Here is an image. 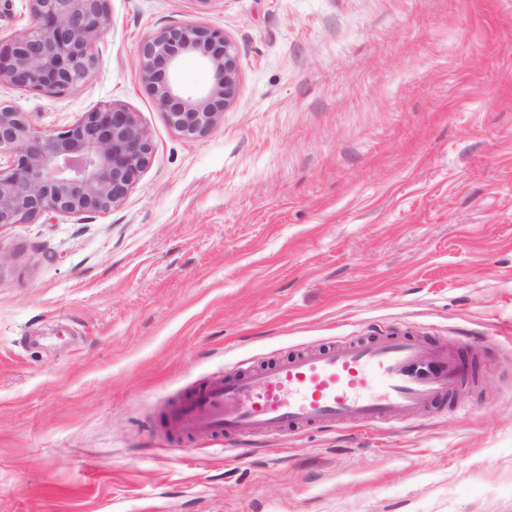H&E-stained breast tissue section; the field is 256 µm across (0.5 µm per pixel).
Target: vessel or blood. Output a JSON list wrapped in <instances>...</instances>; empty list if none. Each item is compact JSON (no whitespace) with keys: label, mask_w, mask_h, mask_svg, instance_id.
I'll return each mask as SVG.
<instances>
[{"label":"vessel or blood","mask_w":512,"mask_h":512,"mask_svg":"<svg viewBox=\"0 0 512 512\" xmlns=\"http://www.w3.org/2000/svg\"><path fill=\"white\" fill-rule=\"evenodd\" d=\"M464 380L447 344L405 331L346 336L180 395L163 406L171 435L232 439L312 427L382 428L438 409Z\"/></svg>","instance_id":"1"}]
</instances>
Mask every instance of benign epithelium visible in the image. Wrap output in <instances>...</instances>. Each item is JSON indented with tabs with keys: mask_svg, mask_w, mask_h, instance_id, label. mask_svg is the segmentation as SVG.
<instances>
[{
	"mask_svg": "<svg viewBox=\"0 0 512 512\" xmlns=\"http://www.w3.org/2000/svg\"><path fill=\"white\" fill-rule=\"evenodd\" d=\"M27 24L0 47V84L65 95L98 68L94 45L107 32L109 0H25ZM140 80L172 129L186 139L215 130L239 91V53L216 28L171 25L139 45ZM199 58L211 83L186 90L175 74L183 57ZM154 153L137 113L121 105L96 108L71 127L45 133L28 113L0 102V226L43 214L107 212L120 205Z\"/></svg>",
	"mask_w": 512,
	"mask_h": 512,
	"instance_id": "1",
	"label": "benign epithelium"
}]
</instances>
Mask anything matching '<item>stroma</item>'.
Returning a JSON list of instances; mask_svg holds the SVG:
<instances>
[{"instance_id":"obj_1","label":"stroma","mask_w":512,"mask_h":512,"mask_svg":"<svg viewBox=\"0 0 512 512\" xmlns=\"http://www.w3.org/2000/svg\"><path fill=\"white\" fill-rule=\"evenodd\" d=\"M239 50L210 134L170 128L138 43ZM57 132L119 104L154 153L105 213L0 227V512H512V0H110ZM373 325L462 348L407 428L175 438L162 401Z\"/></svg>"}]
</instances>
